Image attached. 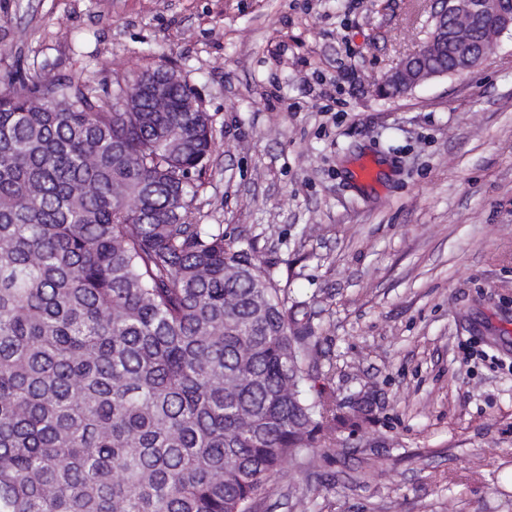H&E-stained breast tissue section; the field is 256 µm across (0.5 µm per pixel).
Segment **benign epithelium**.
<instances>
[{"label": "benign epithelium", "mask_w": 512, "mask_h": 512, "mask_svg": "<svg viewBox=\"0 0 512 512\" xmlns=\"http://www.w3.org/2000/svg\"><path fill=\"white\" fill-rule=\"evenodd\" d=\"M434 4L431 17L435 26L430 39L380 79L382 89L395 85L413 89L426 80L450 75L431 62L446 47L455 52L461 71L472 70L504 33L512 31V0H434ZM490 11L496 13L497 22L484 42L474 47L469 40L470 31L481 25Z\"/></svg>", "instance_id": "benign-epithelium-1"}]
</instances>
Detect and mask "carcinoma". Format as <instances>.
<instances>
[{
  "label": "carcinoma",
  "mask_w": 512,
  "mask_h": 512,
  "mask_svg": "<svg viewBox=\"0 0 512 512\" xmlns=\"http://www.w3.org/2000/svg\"><path fill=\"white\" fill-rule=\"evenodd\" d=\"M156 76L0 78V512H249L364 413L310 397L303 303L186 223L210 116Z\"/></svg>",
  "instance_id": "1"
}]
</instances>
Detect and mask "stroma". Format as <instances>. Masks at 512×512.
I'll return each mask as SVG.
<instances>
[{"label": "stroma", "mask_w": 512, "mask_h": 512, "mask_svg": "<svg viewBox=\"0 0 512 512\" xmlns=\"http://www.w3.org/2000/svg\"><path fill=\"white\" fill-rule=\"evenodd\" d=\"M431 3L0 0V76L180 71L213 141L188 223L306 304L342 414L369 403L252 512H512V35L377 96Z\"/></svg>", "instance_id": "1"}]
</instances>
